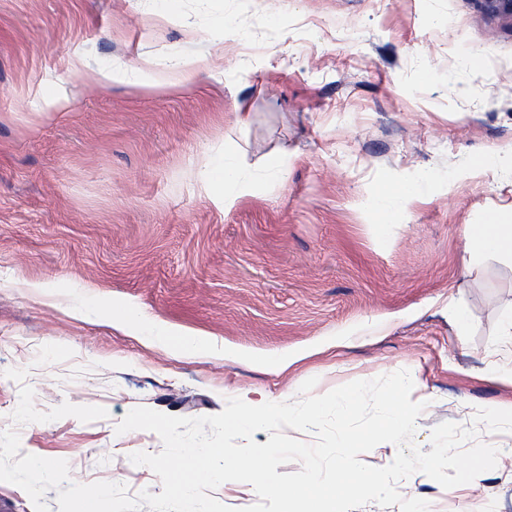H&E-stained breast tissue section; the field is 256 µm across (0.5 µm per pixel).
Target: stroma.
I'll return each instance as SVG.
<instances>
[{
  "label": "stroma",
  "mask_w": 512,
  "mask_h": 512,
  "mask_svg": "<svg viewBox=\"0 0 512 512\" xmlns=\"http://www.w3.org/2000/svg\"><path fill=\"white\" fill-rule=\"evenodd\" d=\"M175 58L194 62L180 93L94 77ZM223 154L236 181L207 186L203 158ZM405 184L387 215L381 191ZM496 219H512V16L486 0H0V431L74 482L161 493L129 460L159 436L116 431L135 407L195 418L244 390L295 401L312 377L321 395L402 369L423 452L443 422L512 448L487 418L512 385L485 370L489 350L512 361L496 334L512 256L464 260L466 227ZM143 319L237 357L145 346ZM397 489L429 512H512L494 469ZM414 192V187L404 186L391 192H383L380 201L388 213L394 214L405 208L406 202Z\"/></svg>",
  "instance_id": "35a3bbf8"
}]
</instances>
